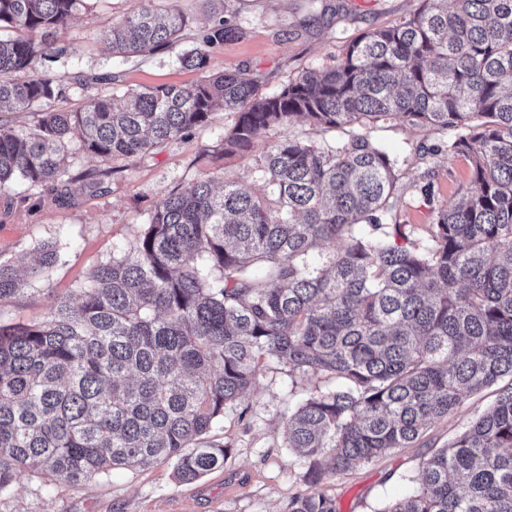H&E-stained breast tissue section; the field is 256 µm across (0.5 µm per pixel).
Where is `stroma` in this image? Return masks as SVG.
I'll return each mask as SVG.
<instances>
[{
  "instance_id": "1",
  "label": "stroma",
  "mask_w": 512,
  "mask_h": 512,
  "mask_svg": "<svg viewBox=\"0 0 512 512\" xmlns=\"http://www.w3.org/2000/svg\"><path fill=\"white\" fill-rule=\"evenodd\" d=\"M165 8V0H91L61 33L73 50L53 63L50 72L70 77L78 71L120 73L122 86L141 89L162 84L190 85L199 72L183 68L178 49L126 59L105 49L112 24L133 7ZM422 0H225L228 13L241 22L245 34L217 48L213 70L244 69L258 76L264 93L279 92L309 70L335 64L348 42L362 33L389 27L415 13ZM235 122L231 112H216L211 122L187 137L169 141L144 156L113 162L68 147L72 174H102L97 190H76L69 199H56L45 187L14 183L0 194V261L20 263L44 244L56 245L60 260L49 276L26 280L22 296L0 305V321H39L54 299L72 296L78 284L100 264L133 240L147 212L168 191L186 188L204 174L227 180L252 179L254 158L282 139L274 128L256 141L248 156L222 157L224 134ZM373 140L395 157L405 182L419 178L425 168L435 171V197L452 204L459 186L468 181L464 160L446 154L418 159L419 145H432L426 131L396 124L370 129ZM409 240L428 237L432 222L429 204L406 193L398 218ZM309 375L292 374L274 359H263L253 388L212 432V439L231 444L223 468L195 482L176 479L173 466L158 463L136 470H113L105 479L85 485L58 486L52 497L41 495L37 474L23 475L13 495L0 501V512H285L289 499L303 489L304 460L285 448L283 421L296 402L319 386ZM493 391L464 402L448 417L433 422L414 447L402 448L378 460L324 479L319 489L333 497L340 512H374L380 504L402 496L409 478L436 449L460 433L478 411L493 402Z\"/></svg>"
}]
</instances>
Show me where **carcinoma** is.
<instances>
[{
	"instance_id": "obj_1",
	"label": "carcinoma",
	"mask_w": 512,
	"mask_h": 512,
	"mask_svg": "<svg viewBox=\"0 0 512 512\" xmlns=\"http://www.w3.org/2000/svg\"><path fill=\"white\" fill-rule=\"evenodd\" d=\"M137 7L112 25L120 55L176 47L188 17ZM219 4L179 55L192 85L93 97L71 110L48 64L87 0H0V192L16 178L67 195V146L104 160L150 151L236 114L222 154H248L273 127L286 136L254 160L253 184L208 174L149 210L130 245L37 322L0 323V500L36 469L39 488L114 469L173 464L182 481L221 468L232 447L208 440L256 382L264 356L325 382L283 423L307 489L288 512H339L325 478L400 448L504 379L498 398L423 461L407 498L376 512H512V0H423L413 16L362 34L331 67L280 92L214 72L211 54L243 30ZM119 75L76 73L74 83ZM397 122L442 135L424 154L463 159L469 183L434 213L424 243L398 241L406 186L366 130ZM52 244L27 271L58 262ZM24 289L0 262V305Z\"/></svg>"
}]
</instances>
